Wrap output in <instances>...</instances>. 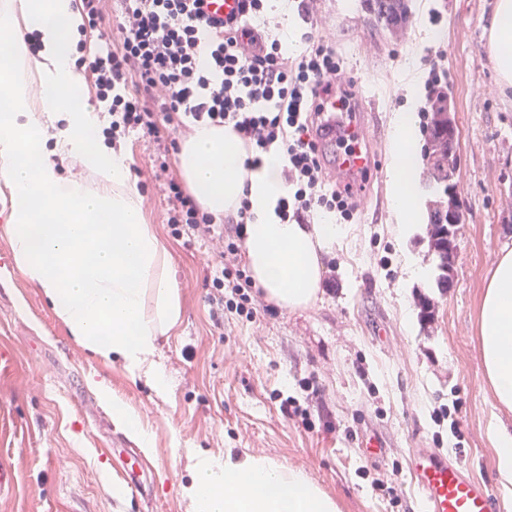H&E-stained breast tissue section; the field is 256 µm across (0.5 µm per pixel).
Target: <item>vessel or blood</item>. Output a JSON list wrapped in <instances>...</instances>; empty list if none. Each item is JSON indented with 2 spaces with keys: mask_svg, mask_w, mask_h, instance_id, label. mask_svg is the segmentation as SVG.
<instances>
[{
  "mask_svg": "<svg viewBox=\"0 0 512 512\" xmlns=\"http://www.w3.org/2000/svg\"><path fill=\"white\" fill-rule=\"evenodd\" d=\"M237 10V0H203L205 19L218 23ZM342 95L331 92L322 98L320 131L316 144L322 166L339 189L354 198L370 195L369 178L379 168V159L364 145L368 115L342 106ZM411 477L421 512H497L488 488L472 480L459 460L444 459L428 448L414 449Z\"/></svg>",
  "mask_w": 512,
  "mask_h": 512,
  "instance_id": "1",
  "label": "vessel or blood"
}]
</instances>
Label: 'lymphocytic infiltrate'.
<instances>
[{
    "label": "lymphocytic infiltrate",
    "mask_w": 512,
    "mask_h": 512,
    "mask_svg": "<svg viewBox=\"0 0 512 512\" xmlns=\"http://www.w3.org/2000/svg\"><path fill=\"white\" fill-rule=\"evenodd\" d=\"M201 0H124L120 36L91 56L87 69L95 97L112 117L106 141L139 132L161 140L167 125L191 117L196 123L231 125L254 155L284 149V176L293 188L283 199V219L312 223L323 212L353 222L357 208L349 194L328 188L316 145L312 117L324 94L347 92L342 63L332 42L314 41L291 57L279 40L259 39L255 19L264 17L266 0H238L239 17H228L223 32L207 30ZM208 61L200 63L199 50ZM155 179L168 189L167 224L173 234L214 242L207 301L216 327L225 310L254 318L264 310L262 293H249L240 267L246 210H239L232 236L200 211L167 161L153 164Z\"/></svg>",
    "instance_id": "f902f5d3"
}]
</instances>
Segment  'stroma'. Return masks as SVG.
<instances>
[{"mask_svg":"<svg viewBox=\"0 0 512 512\" xmlns=\"http://www.w3.org/2000/svg\"><path fill=\"white\" fill-rule=\"evenodd\" d=\"M493 0H410L406 29L384 34L362 0H288L264 31L303 53L330 37L365 97L366 132L381 158L369 200L359 202L325 263L311 307L209 315L210 242L173 236L167 193L151 178L163 143L122 136L147 223L169 247L181 318L159 337L169 378L155 392L121 361L83 349L13 260L0 198V466L15 472L0 512H189L182 494L194 454L226 450L305 472L341 512H421L409 473L412 449L458 458L498 492L487 427L494 408L477 346L484 279L512 242V98L497 89L485 52ZM438 29L431 38L430 29ZM439 65L459 131L456 194L464 212L453 287L406 285L412 260L435 266L429 235L394 233L389 167L392 125L414 72ZM107 382L153 439L143 454L146 495L112 493L137 442L94 388Z\"/></svg>","mask_w":512,"mask_h":512,"instance_id":"stroma-1","label":"stroma"}]
</instances>
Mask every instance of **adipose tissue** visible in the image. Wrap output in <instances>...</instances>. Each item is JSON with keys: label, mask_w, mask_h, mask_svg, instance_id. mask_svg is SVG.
<instances>
[{"label": "adipose tissue", "mask_w": 512, "mask_h": 512, "mask_svg": "<svg viewBox=\"0 0 512 512\" xmlns=\"http://www.w3.org/2000/svg\"><path fill=\"white\" fill-rule=\"evenodd\" d=\"M86 23L77 0H0V193H7L13 258L78 344L117 359L131 378L164 391L157 338L180 319L168 251L147 224L131 183L129 157L106 145L88 103L89 80L76 64ZM35 32L34 42L25 35ZM485 50L501 93L512 91V0H495ZM419 90L393 121L390 198L399 238L423 222ZM78 158L82 177H65L54 156ZM228 125H196L177 162L199 208L214 217L247 206L245 253L253 284L281 309L316 303L324 259L340 233L332 217L284 221L277 205L291 187L284 154L260 164ZM478 350L492 402L512 413V243L485 277ZM494 466L503 500H512V431L491 420ZM191 512H341L306 473L255 455L198 454L183 489Z\"/></svg>", "instance_id": "1"}]
</instances>
